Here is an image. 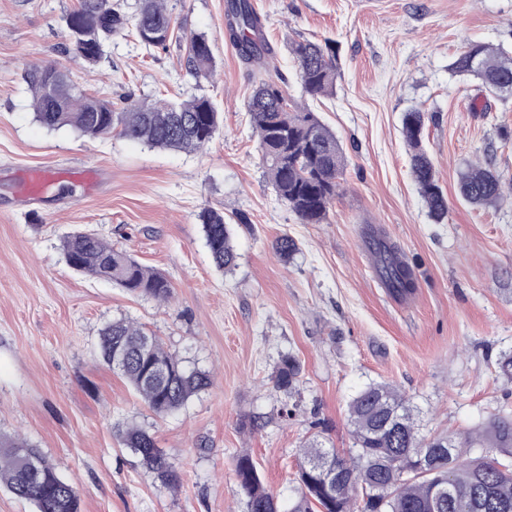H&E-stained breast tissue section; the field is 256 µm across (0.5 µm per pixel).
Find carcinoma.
Wrapping results in <instances>:
<instances>
[{"instance_id": "cac0c4a2", "label": "carcinoma", "mask_w": 512, "mask_h": 512, "mask_svg": "<svg viewBox=\"0 0 512 512\" xmlns=\"http://www.w3.org/2000/svg\"><path fill=\"white\" fill-rule=\"evenodd\" d=\"M226 36L243 63L263 68L274 55L265 25L251 0H226ZM93 42L88 46L65 32V50L89 64L100 62L106 42L128 31L146 49L171 39L172 18L161 0H138L129 10L124 0H79L65 18ZM186 67L198 78L214 70L211 47L202 36L185 48ZM302 94L312 99L335 92L336 53L331 41L297 39L289 44ZM457 75L473 76L494 92H512V53L502 47L471 44L449 64ZM25 80L33 92L36 121L48 129L70 128L90 138L116 132L151 148L200 151L219 127V113L206 97L154 104L129 103L116 112L108 100L84 92L69 75L53 65L29 68ZM264 173L277 195L301 224H323L340 191L347 166L342 145L317 116L297 106L282 82L259 76L248 105ZM426 113L415 107L402 115V134L411 153V174L431 218L442 221L450 209L438 183L434 164L423 148ZM459 195L476 206H493L512 194L489 163L469 162L458 174ZM211 260L217 270L236 266L232 227L224 215H201ZM272 249L284 259L296 251L287 235ZM62 251L74 270L108 280L137 297L167 303L173 298L170 280L140 264L129 253L113 248L95 234L75 231L64 236ZM378 268L391 293L410 296L413 273L384 239L376 242ZM102 361L120 374L147 408L163 418L182 409L212 385L210 372L184 364L162 341L127 320L107 324L99 334ZM300 376L297 360L284 355L274 374L275 385L289 390ZM355 448L341 455L317 439L303 449L299 462L300 495L289 512H512V418L492 421L488 440L472 435L425 438L415 422V407L391 385L373 382L348 406ZM121 445L136 455L169 487L179 482L176 465L157 447L151 433L137 424L118 430ZM238 493L246 512H279L276 497L263 486L252 458L236 457ZM29 501L34 512H80L76 487L64 480L43 454L20 436L0 437V487Z\"/></svg>"}]
</instances>
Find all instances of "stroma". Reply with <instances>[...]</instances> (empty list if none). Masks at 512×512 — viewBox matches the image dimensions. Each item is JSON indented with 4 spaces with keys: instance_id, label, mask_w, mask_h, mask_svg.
I'll list each match as a JSON object with an SVG mask.
<instances>
[{
    "instance_id": "stroma-1",
    "label": "stroma",
    "mask_w": 512,
    "mask_h": 512,
    "mask_svg": "<svg viewBox=\"0 0 512 512\" xmlns=\"http://www.w3.org/2000/svg\"><path fill=\"white\" fill-rule=\"evenodd\" d=\"M252 3L291 99L301 88L290 41L336 43L334 95L304 100L347 157L327 223H299L263 174L247 115L251 69L224 34L225 0H166L178 38L147 50L118 34L94 66L64 50L78 0H0V434L40 448L78 488L81 512H245L234 472L245 452L286 510L299 491L300 448L316 437L349 451L348 404L372 382L410 399L426 437L487 436L495 417L512 415V378L498 367L512 353V203L476 207L457 190L461 163L487 155L512 181V144L500 139L512 131V97L448 71L471 44L512 46V0ZM193 35L211 46V79L185 66ZM47 61L117 105L207 96L219 129L203 151L186 153L44 128L23 74ZM476 98L486 116H473ZM411 107L428 116L425 148L450 201L440 223L410 175L401 116ZM38 167L67 178L21 198L19 173ZM87 168L100 173L91 191L70 177ZM206 210L232 225L233 271L211 261ZM371 227L412 268L411 297L384 288L363 246ZM86 230L167 276L171 303L70 268L61 240ZM284 234L299 248L288 261L271 247ZM119 319L212 372V386L178 413L152 415L98 354L101 329ZM287 354L301 374L285 391L272 376ZM251 418L262 428L249 430ZM125 423L154 433L179 470L177 488L117 441Z\"/></svg>"
}]
</instances>
